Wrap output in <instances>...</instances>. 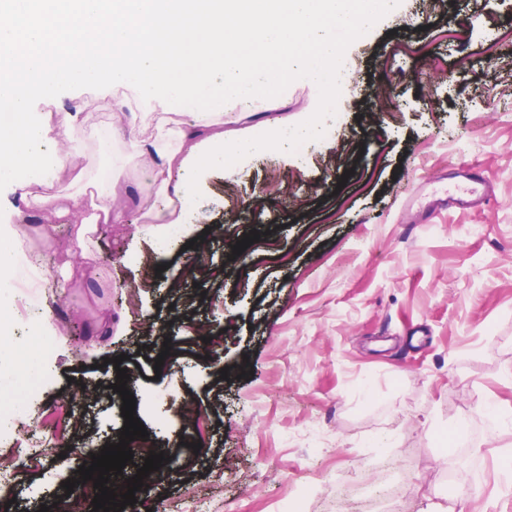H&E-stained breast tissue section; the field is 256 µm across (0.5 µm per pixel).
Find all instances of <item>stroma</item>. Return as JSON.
Masks as SVG:
<instances>
[{
	"instance_id": "1",
	"label": "stroma",
	"mask_w": 512,
	"mask_h": 512,
	"mask_svg": "<svg viewBox=\"0 0 512 512\" xmlns=\"http://www.w3.org/2000/svg\"><path fill=\"white\" fill-rule=\"evenodd\" d=\"M344 55L345 110L305 156L246 146L321 111L301 77L225 126L240 157L201 176L160 272L141 261L159 242L139 211L157 185L127 151L151 122L113 95L103 109L81 91L57 98L59 112L119 133L108 153L58 144L56 211L12 218L23 251L50 264L14 266L0 301L10 315L18 300L37 304L54 335L44 394L24 426L5 428L17 454L31 432L45 449L0 499L34 512L83 449L120 434V355L135 415L169 456L136 512H186L194 498L222 512H289L297 500L374 512L386 497L392 512H512V0H397ZM462 168L489 177L493 202L421 223ZM104 170L118 224L70 210ZM202 322L221 346L203 342ZM80 386L96 395L92 429L81 447L57 446ZM187 398L201 446L178 459ZM464 413L468 444L446 447L440 434ZM313 430L321 448L308 445Z\"/></svg>"
}]
</instances>
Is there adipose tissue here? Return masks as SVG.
Masks as SVG:
<instances>
[{
  "instance_id": "ef3b65f1",
  "label": "adipose tissue",
  "mask_w": 512,
  "mask_h": 512,
  "mask_svg": "<svg viewBox=\"0 0 512 512\" xmlns=\"http://www.w3.org/2000/svg\"><path fill=\"white\" fill-rule=\"evenodd\" d=\"M393 0H0V104L26 116L12 146L0 150V183L23 171L25 208L50 212L44 191L62 156L44 149L49 136L93 141L98 130L67 112L56 131L33 118L39 90L88 85V104L104 103L119 88L137 93L161 113L187 111L178 149L157 122L135 141L158 184L148 213L167 224L175 201L189 199L193 175L224 165V125L238 110L256 109L274 82L293 75L324 81L343 46L332 31L352 37L370 29ZM235 111L225 112V102Z\"/></svg>"
}]
</instances>
